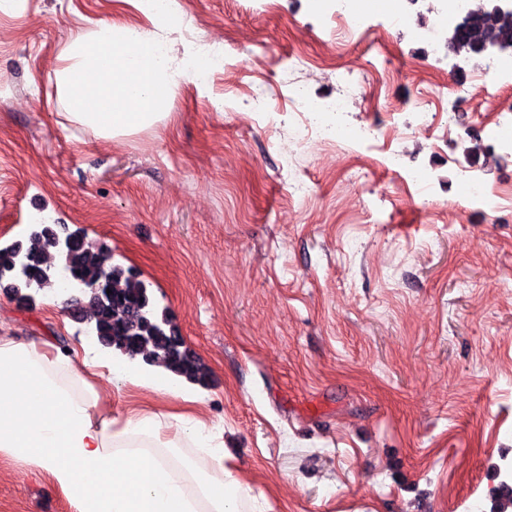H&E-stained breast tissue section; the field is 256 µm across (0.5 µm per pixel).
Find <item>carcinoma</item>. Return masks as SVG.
Returning a JSON list of instances; mask_svg holds the SVG:
<instances>
[{"label": "carcinoma", "instance_id": "carcinoma-1", "mask_svg": "<svg viewBox=\"0 0 512 512\" xmlns=\"http://www.w3.org/2000/svg\"><path fill=\"white\" fill-rule=\"evenodd\" d=\"M481 14L492 36L512 45V17L505 20L500 16L498 0H493ZM54 233H65L74 240L73 246L61 254L64 270L87 285L105 283L112 289L110 303L90 296L96 307L94 327L106 341V348L130 359L140 356L149 366L162 365L188 383L206 384L208 369L200 359L170 345L177 331L168 311L158 310L146 285L132 281L128 270L112 262L109 247L96 246L78 232H69L59 224L34 225L28 235L30 245L16 242L1 246L0 286L9 288L21 299L58 290L53 270H46L35 281L20 273L25 263L30 264L36 274L42 271L40 253L49 248L48 235Z\"/></svg>", "mask_w": 512, "mask_h": 512}]
</instances>
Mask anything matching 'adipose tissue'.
<instances>
[{
	"label": "adipose tissue",
	"mask_w": 512,
	"mask_h": 512,
	"mask_svg": "<svg viewBox=\"0 0 512 512\" xmlns=\"http://www.w3.org/2000/svg\"><path fill=\"white\" fill-rule=\"evenodd\" d=\"M60 60L56 83L72 121L101 138L166 120L180 81H205L214 66L192 56L174 67L156 32L87 18ZM98 365L113 384L199 400L164 367L110 354ZM98 401L68 354L0 337V455L46 475L78 512H241L247 491L199 421L138 411L119 423L97 415ZM183 442L193 456L179 452Z\"/></svg>",
	"instance_id": "adipose-tissue-1"
}]
</instances>
